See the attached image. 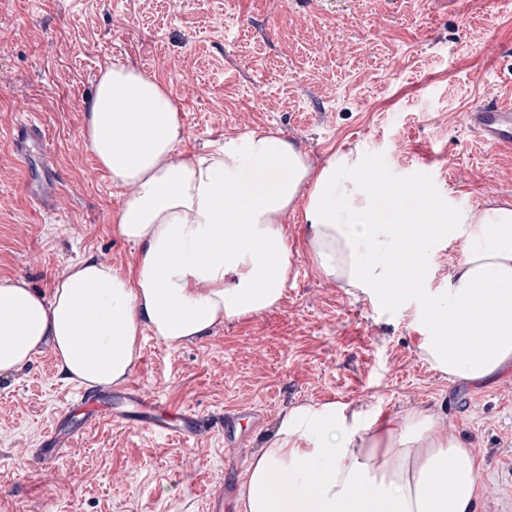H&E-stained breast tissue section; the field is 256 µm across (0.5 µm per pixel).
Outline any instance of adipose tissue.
<instances>
[{"label":"adipose tissue","instance_id":"1","mask_svg":"<svg viewBox=\"0 0 512 512\" xmlns=\"http://www.w3.org/2000/svg\"><path fill=\"white\" fill-rule=\"evenodd\" d=\"M180 111L152 74L121 61L102 71L83 144L125 195L114 229L137 248L126 271L89 255L53 275L50 293L0 280V374L41 347L65 380L124 382L152 332L178 347L227 320L277 308L292 270L284 219L301 218L326 279L385 306L415 304L428 362L449 380H482L512 362V204L459 209L395 182L360 153L321 166L271 131L182 151ZM462 242L444 286L436 252ZM470 448L440 412L380 424L332 403L281 415L251 459L240 512H477Z\"/></svg>","mask_w":512,"mask_h":512}]
</instances>
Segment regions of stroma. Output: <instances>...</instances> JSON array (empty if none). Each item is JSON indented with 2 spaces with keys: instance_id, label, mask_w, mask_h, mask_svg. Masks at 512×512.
Segmentation results:
<instances>
[{
  "instance_id": "35a3bbf8",
  "label": "stroma",
  "mask_w": 512,
  "mask_h": 512,
  "mask_svg": "<svg viewBox=\"0 0 512 512\" xmlns=\"http://www.w3.org/2000/svg\"><path fill=\"white\" fill-rule=\"evenodd\" d=\"M116 59L167 86L186 152L272 130L317 165L356 148L454 206L512 203V151L463 120L512 99V0H0V279L44 289L89 254L134 263L113 228L124 191L82 140ZM284 229L293 272L278 308L175 349L141 338L124 390L192 410L189 439L91 421L50 350L0 374V512H209L218 492L238 512L242 475L280 414L333 402L382 424L440 411L480 466L479 512H512V364L450 381L422 357L414 305L326 280L296 218ZM57 423L78 438L45 464Z\"/></svg>"
}]
</instances>
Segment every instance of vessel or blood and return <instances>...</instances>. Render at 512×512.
<instances>
[{
  "mask_svg": "<svg viewBox=\"0 0 512 512\" xmlns=\"http://www.w3.org/2000/svg\"><path fill=\"white\" fill-rule=\"evenodd\" d=\"M465 123L476 131L483 142L494 148L512 149V103L493 102L477 107L464 115ZM126 406L119 413L105 408L99 411V418L118 415L119 419L162 435L188 438L196 428L197 419L191 411H180V426L170 423L169 411L163 410L159 399L141 391H130L125 395Z\"/></svg>",
  "mask_w": 512,
  "mask_h": 512,
  "instance_id": "b4317fda",
  "label": "vessel or blood"
}]
</instances>
